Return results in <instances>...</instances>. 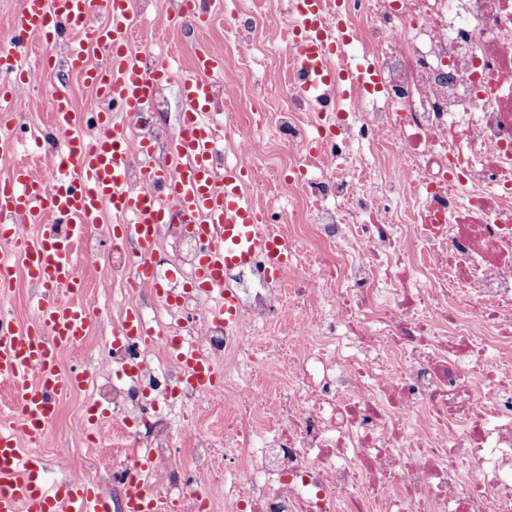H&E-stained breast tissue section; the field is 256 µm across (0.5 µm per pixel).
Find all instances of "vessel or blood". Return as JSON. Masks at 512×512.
Wrapping results in <instances>:
<instances>
[{"instance_id":"1","label":"vessel or blood","mask_w":512,"mask_h":512,"mask_svg":"<svg viewBox=\"0 0 512 512\" xmlns=\"http://www.w3.org/2000/svg\"><path fill=\"white\" fill-rule=\"evenodd\" d=\"M292 0L296 23L287 46L299 78L292 85L297 97L326 113L329 95H353L362 64H348L350 43L343 22L324 21L328 2ZM106 24H97V16ZM135 26L131 0H24L0 46V72L15 88L27 85L23 59L31 40H39L44 73L63 64L75 70L100 101L90 114L78 112L64 89H57L54 126L64 138V150L53 176L36 172L29 161L17 162L0 181V278L23 267L26 277L45 297L37 301V318L19 325L0 305V383L8 384L18 408L0 424V512H109L99 484L67 478L46 485L39 477L35 451L56 419L57 405L90 379L86 371H64L56 363L61 348L82 344L93 314L78 294L75 252L88 226L102 223L104 207L117 221L107 230L136 253L134 289H151L171 310H180L183 293L164 287L150 262L164 225L181 219L198 246L188 291L209 300L207 320L225 330L238 328L243 308L225 274L249 267L271 286L281 285L294 251L276 234L265 210L248 190L252 168L244 163H216V143L224 128L211 118L214 78L224 69V57L199 49L193 73L176 77L162 64L131 56L127 45ZM105 48L97 64L90 51ZM178 83L182 101L181 130L164 158L153 142L130 141L114 113L135 116L153 103L162 84ZM38 234L28 238L26 230ZM66 289L68 299L50 298V290ZM112 343L127 354L124 373H135L145 352L163 347L182 368L189 385L212 392L221 383L217 366L186 344L182 337L154 329L140 308L129 303L112 328ZM152 459L141 454L134 472L125 474L124 512H160L159 500L145 483Z\"/></svg>"}]
</instances>
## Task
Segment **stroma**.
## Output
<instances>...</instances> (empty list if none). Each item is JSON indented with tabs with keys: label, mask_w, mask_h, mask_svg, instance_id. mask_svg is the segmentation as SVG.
Here are the masks:
<instances>
[{
	"label": "stroma",
	"mask_w": 512,
	"mask_h": 512,
	"mask_svg": "<svg viewBox=\"0 0 512 512\" xmlns=\"http://www.w3.org/2000/svg\"><path fill=\"white\" fill-rule=\"evenodd\" d=\"M170 8L171 0H136L130 54L137 57L150 53L180 76L190 73L193 55L199 48L223 54L226 66L215 83L230 87L231 92L220 97L216 119L228 129L251 128L261 149L247 156L240 153L236 140L226 138L219 145L221 159L231 164L251 162L256 169L252 191L259 202L275 213L273 229L286 237L305 236L309 250H321L320 241L311 237L306 223L310 204L303 188L304 176L298 169L300 158L289 154L278 124L280 114L290 106L287 93L290 67L283 51L294 22L289 0H222L212 21L203 24L189 18L177 25L168 24ZM241 20L250 24L252 47L246 55L231 33L232 26ZM24 64L31 83L12 101L11 109L20 131L7 147L0 149V179L9 175L17 160L28 158L44 163L63 150V136L43 140L41 147L35 149L24 134L31 127H52L55 82L66 86L74 108L83 110L95 104L91 90L78 74L63 68L57 78L43 75L39 48L28 52ZM180 111L178 84L162 85L151 109L128 119L127 135L133 140L153 139L158 151H165L179 133ZM89 236L98 241L99 248L94 259H81L78 272L83 282L81 296L93 312L94 320L86 344L78 349H62L58 363L62 369H87L102 378L107 374L102 364L103 348L110 344L112 327L120 319L130 295L112 276V242L102 227L92 229ZM226 279L237 291L243 309L264 314L265 320L251 356L241 361L230 359L222 363V370L236 384L264 383L283 377L282 367L267 359L266 348L272 340L287 333V313L265 314L262 300L268 295L269 286L251 269L233 268L227 272ZM96 400L97 391L92 385L75 389L60 400L56 422L42 446L40 464L53 479L77 477L101 483L112 502L113 512H121L123 501L111 480L112 469L120 462L112 446L115 434L112 419L104 417L101 432L91 443L83 435V417L74 412L76 405H90ZM224 415V398L220 395L194 414H181L175 407L166 410L165 422L178 450L177 461L190 460L191 434L223 436Z\"/></svg>",
	"instance_id": "stroma-1"
}]
</instances>
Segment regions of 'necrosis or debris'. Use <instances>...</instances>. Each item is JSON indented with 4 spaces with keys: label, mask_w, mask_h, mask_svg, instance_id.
Segmentation results:
<instances>
[{
    "label": "necrosis or debris",
    "mask_w": 512,
    "mask_h": 512,
    "mask_svg": "<svg viewBox=\"0 0 512 512\" xmlns=\"http://www.w3.org/2000/svg\"><path fill=\"white\" fill-rule=\"evenodd\" d=\"M362 2L376 81L355 111L334 112L322 153L307 151L323 123L307 101L290 99L306 122L281 125L311 170L312 227L345 253L343 284L311 279L324 259L292 240L290 329L271 347L288 365L282 399L271 411L262 390L232 388L223 440L193 436L192 456L241 465L236 480L214 476L227 512H512V365L482 353L512 342V0ZM362 130L392 150L384 179L345 168ZM256 333L211 322L194 343L245 355ZM142 393L138 380L98 391L124 469L145 443L163 472L164 419L127 429Z\"/></svg>",
    "instance_id": "1"
}]
</instances>
